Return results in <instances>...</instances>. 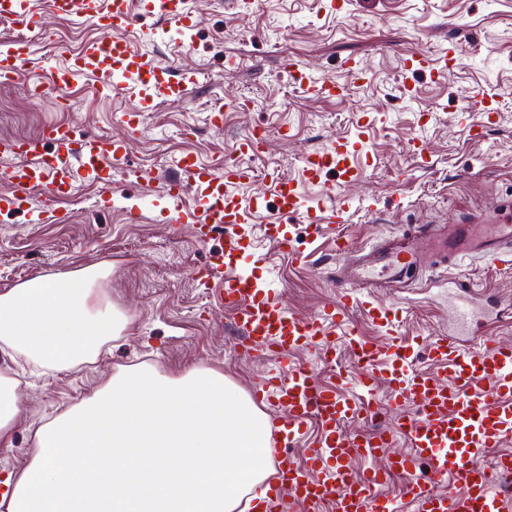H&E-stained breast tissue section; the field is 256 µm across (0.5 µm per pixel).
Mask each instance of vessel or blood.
I'll return each instance as SVG.
<instances>
[{"label": "vessel or blood", "instance_id": "vessel-or-blood-1", "mask_svg": "<svg viewBox=\"0 0 512 512\" xmlns=\"http://www.w3.org/2000/svg\"><path fill=\"white\" fill-rule=\"evenodd\" d=\"M50 8L55 15L91 22L102 36L64 65L49 67L46 80L30 85L33 97L51 89L65 91L87 74L101 75L109 87L129 79L137 104L123 113L121 122L133 131L143 111L156 101L180 96L194 82L193 72H172L128 39L133 28L131 0H50ZM149 8L176 30L195 26L188 0H150ZM0 17L27 29L43 22L29 0H0ZM402 62L405 70L436 75L459 66L461 56L449 50L438 64L428 54L414 52L403 54ZM32 63L27 40L0 42L1 84L14 82ZM342 68L347 75L343 81L314 77L295 61L287 64L298 87L327 100L343 99L349 81L368 80L367 68L357 61H344ZM498 103L495 93L482 98L475 119L467 123L473 138L495 122ZM265 135L264 129H254L217 166L203 164L191 153L178 156L174 176L164 189L174 204L169 217L173 224L182 221L179 204L185 191L197 189L195 239L206 245L220 234L224 244L195 277L204 287H217L221 302L235 311L238 355L264 354L274 361L252 392L254 402L272 415L274 447V475L252 512H286L291 503L301 512H322L326 506L331 512H403L396 497L382 492L396 474L414 477L408 490L412 512H512V501L499 492L496 480L497 473H512V454L497 457L494 467L484 464L491 449L512 438V343H463L478 321L477 296L455 279L448 299L453 326L426 339L433 367L422 371L416 367L413 345L392 332L397 306L377 298L378 293L415 284L420 270L456 268L471 258L512 253V205L494 199L481 212L445 224H418L355 249L344 232L349 199L339 195L315 203L299 191L300 180L315 182L330 171L347 182L361 178V168L350 160L349 140L336 138L331 149L303 157L299 177L272 178L279 213L301 216L312 236L323 225H336L334 254L350 261L336 272L335 300L313 316L301 317L278 300L277 289L267 287L263 278L238 269L251 247L244 225L257 206L256 200H243L233 192L253 176L238 157L257 149ZM0 154L17 159L4 175L9 189L0 193L1 210L34 205L40 216L63 221L67 215L59 203L72 196L80 179H92L105 189L114 168L120 167L135 184L151 183L144 170L127 166L124 141L87 131L78 134L66 123L45 125L36 137L1 141ZM356 311L387 330V337L376 341L359 336L352 324ZM314 348L330 362L347 353L359 374L349 377L342 368L335 384H321L313 366L295 358L296 352ZM381 389L387 395L383 404L377 400ZM385 404L399 414L395 433L348 431L349 423L380 415ZM312 423L318 425L319 437L306 448L304 460H297L287 444L302 438ZM399 434L407 438L409 448L396 453L392 447ZM379 457L384 465L355 473V461ZM424 465L429 471L423 475L419 469Z\"/></svg>", "mask_w": 512, "mask_h": 512}]
</instances>
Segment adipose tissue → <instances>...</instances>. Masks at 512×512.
<instances>
[{
    "instance_id": "ef3b65f1",
    "label": "adipose tissue",
    "mask_w": 512,
    "mask_h": 512,
    "mask_svg": "<svg viewBox=\"0 0 512 512\" xmlns=\"http://www.w3.org/2000/svg\"><path fill=\"white\" fill-rule=\"evenodd\" d=\"M109 267L38 277L0 293V352L42 372L96 362L132 318L105 300ZM0 372V445L23 410ZM270 421L223 372L121 366L33 430L34 456L0 482L8 512H237L270 473Z\"/></svg>"
}]
</instances>
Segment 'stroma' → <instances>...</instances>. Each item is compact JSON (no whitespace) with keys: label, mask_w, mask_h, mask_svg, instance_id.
Returning <instances> with one entry per match:
<instances>
[{"label":"stroma","mask_w":512,"mask_h":512,"mask_svg":"<svg viewBox=\"0 0 512 512\" xmlns=\"http://www.w3.org/2000/svg\"><path fill=\"white\" fill-rule=\"evenodd\" d=\"M32 2L44 14L47 36L35 40L28 74L0 84V140L35 135L52 120L75 121L95 134L125 140L128 164L154 172L155 182L136 224L127 222L123 208L135 202L139 189L121 175L105 196L92 180H80L73 200L62 206L69 215L65 222L37 224L29 212L0 210V292L108 262L112 272L100 286L135 321L134 330L95 364L21 377L17 393L25 416L11 447L0 446V478L32 457L31 423L79 404L117 366L146 362L177 374L205 365L246 391L271 368L267 357L237 355L234 312L220 307L193 278L209 249L194 239L191 202L183 204L185 224L166 221L163 188L181 151L214 164L254 128L268 130L260 154L239 158L257 173L241 194L260 202L245 230L266 255L261 275L281 283L283 303L302 316L317 313L333 294L336 265L328 256L336 230L325 226L313 238L306 224L291 218L283 221L291 251L270 243L264 227L280 215L269 175H298L302 155L329 149L336 136L353 137L360 115L372 119L357 154L364 166L361 181L344 182L328 172L301 186L312 201L338 193L350 198L354 215L348 231L356 244L473 211L492 197L512 199V0H347L339 13L325 8V0H189L196 25L182 45L169 42L166 23L149 16L147 0H132L138 48L196 75L181 97L144 112L132 134L120 122L134 104L130 91H101L96 75L67 90L68 111L60 110L52 93L29 99L31 81L46 77L44 62L65 64L98 36L91 26L49 15L48 0ZM452 41L463 61L449 75L403 70L402 53L439 59ZM348 57L366 63L371 73L366 84L351 85L345 100L308 97L286 80L288 60L304 64L313 76L340 79V63ZM407 80L416 86L411 98L402 92ZM487 91L502 94L501 111L487 135L476 140L460 114ZM220 98L247 106L227 110L218 129L209 121V107ZM188 128L196 133L190 141L183 137ZM416 138L428 145L426 163L407 152ZM457 274L481 289L482 301L494 304L493 315L483 320L488 335L512 342V266L475 259ZM425 276L428 287L405 290L398 298L395 331L402 338L448 329V273L441 268Z\"/></svg>","instance_id":"1"}]
</instances>
